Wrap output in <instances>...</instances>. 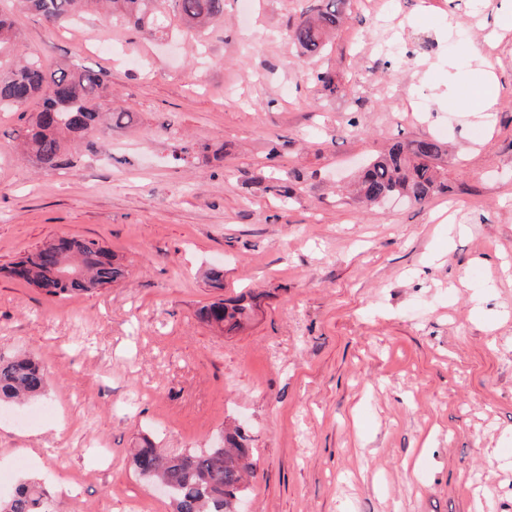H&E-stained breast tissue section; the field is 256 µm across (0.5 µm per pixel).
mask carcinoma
Wrapping results in <instances>:
<instances>
[{"instance_id":"carcinoma-1","label":"carcinoma","mask_w":512,"mask_h":512,"mask_svg":"<svg viewBox=\"0 0 512 512\" xmlns=\"http://www.w3.org/2000/svg\"><path fill=\"white\" fill-rule=\"evenodd\" d=\"M0 8V112H19L24 119L22 143L39 168L69 167V143L100 138L112 126L127 124L133 113L112 106V91L103 75L89 69L45 66L33 52L20 49L14 11L34 12L51 25L75 21L91 8L106 4L105 19L121 23L150 39L177 33L173 24L200 34L224 17V0H10ZM345 0L302 15L289 38L306 57L326 51L330 35L344 17ZM444 152L436 138L398 141L362 171L355 193L375 205L393 197L422 203L448 189L435 161ZM8 273L51 296L91 293L120 281L124 267L112 251L95 239L72 237L50 242L10 266ZM253 302L240 296L202 306L200 321L218 332H231L248 319ZM49 386L44 365L27 354L0 356V402L38 399ZM249 446L238 427L224 430V444L201 451L164 453L143 440L133 453L136 474L170 490L174 512H234L246 489ZM0 512H62L60 503L35 480L20 483Z\"/></svg>"}]
</instances>
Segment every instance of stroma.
<instances>
[{"mask_svg":"<svg viewBox=\"0 0 512 512\" xmlns=\"http://www.w3.org/2000/svg\"><path fill=\"white\" fill-rule=\"evenodd\" d=\"M498 3L351 0L313 59L288 34L322 0H224L200 41L19 15L27 48L105 73L134 122L45 171L19 153V113L0 112V354L51 376L44 397L0 404V498L36 479L63 512H172L134 448H211L235 423L253 447L249 512H512V31L495 27ZM494 37L466 64L496 74L494 109L448 107L463 43ZM425 137L448 146L447 193L365 208L345 192L367 160ZM60 235L101 241L125 279L51 299L6 274ZM249 292L242 328L198 319ZM39 407L46 421L22 423Z\"/></svg>","mask_w":512,"mask_h":512,"instance_id":"1","label":"stroma"}]
</instances>
